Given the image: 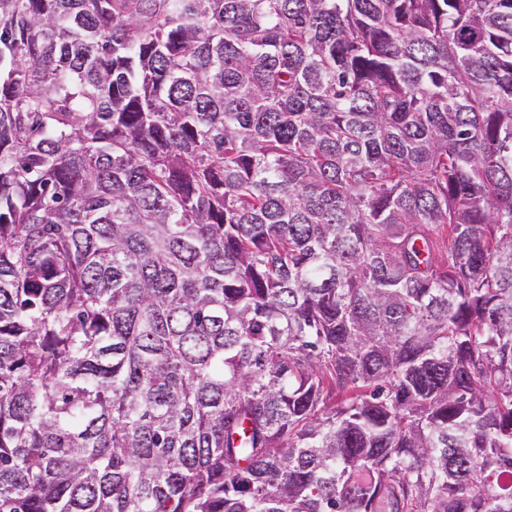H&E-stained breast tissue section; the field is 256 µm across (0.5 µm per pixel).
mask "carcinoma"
Instances as JSON below:
<instances>
[{"instance_id":"1","label":"carcinoma","mask_w":512,"mask_h":512,"mask_svg":"<svg viewBox=\"0 0 512 512\" xmlns=\"http://www.w3.org/2000/svg\"><path fill=\"white\" fill-rule=\"evenodd\" d=\"M0 512H512V0H0Z\"/></svg>"}]
</instances>
